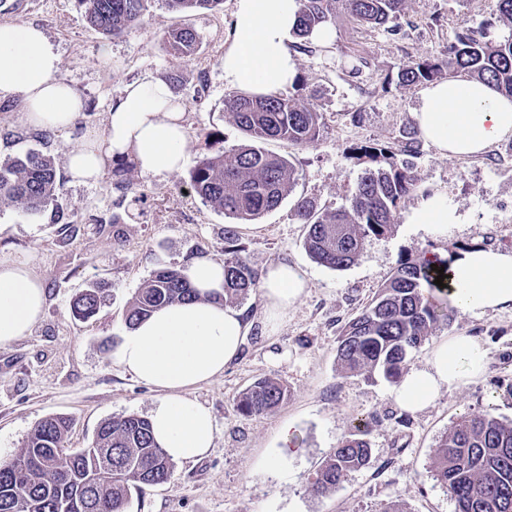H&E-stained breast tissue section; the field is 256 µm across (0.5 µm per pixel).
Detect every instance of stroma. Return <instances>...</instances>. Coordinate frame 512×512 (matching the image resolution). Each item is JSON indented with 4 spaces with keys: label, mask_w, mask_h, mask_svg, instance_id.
I'll list each match as a JSON object with an SVG mask.
<instances>
[{
    "label": "stroma",
    "mask_w": 512,
    "mask_h": 512,
    "mask_svg": "<svg viewBox=\"0 0 512 512\" xmlns=\"http://www.w3.org/2000/svg\"><path fill=\"white\" fill-rule=\"evenodd\" d=\"M0 9V23L34 24L57 46L59 79L86 101L65 133L33 131L22 122L23 103L0 101V162L33 149L50 155L61 182L58 205L73 215L57 224L52 211L29 216L0 199V260H23L47 288L41 320L31 334L0 347V459L10 460L40 420L65 414L73 424L68 451L89 447L99 424L128 414L148 416L158 397L116 363L114 352L128 329L126 311L137 290L158 268L182 266L197 255L224 258V228L230 218L190 190L192 166L206 155L231 153L246 135L228 121L224 97V48L234 22V0L221 10L168 11L163 0H147L142 24L119 37L93 28L79 0H13ZM487 0H405L400 17L377 27L345 15L332 24L328 51L297 52L302 101L322 116L319 141L299 150L280 140L265 151L286 157L295 182L281 205L239 235L243 258L255 271L285 261L298 267L309 288L277 325L269 326L258 292L239 300L251 328L240 357L223 376L198 387L193 396L210 408L217 433L202 460L175 464L169 480L132 493L128 512H384L398 502L404 512H455L447 489L433 477L436 445L460 415L492 410L512 422V307L485 314L457 313L437 324L409 355L421 366L443 337L468 334L486 351L484 377L441 390L435 403L411 413L393 399L394 384L343 374L336 361L341 327L355 317L390 277L399 260L424 252L452 253L472 244L512 251V137L484 153L451 159L422 143L414 159L419 191L399 203L390 231L367 238L354 264L333 270L305 250L306 229L294 216L298 200L322 209L348 206L367 166L351 155L363 143L400 144L415 130L422 85L399 83L400 69L439 55L462 26L490 22ZM187 25L199 38L191 54L172 51L163 36ZM110 61H103L102 51ZM164 78L179 97L205 86L201 106H188L187 166L166 177L144 176L131 163L105 172L87 186L70 181L69 148L88 130L102 127L110 102L143 70ZM144 201L123 227L122 238L97 220L131 207L123 184ZM448 193L461 217L447 231L407 223L421 189ZM132 208V207H131ZM109 284L98 312L74 316L72 303L97 281ZM261 379L288 391L279 406L246 417L236 409L239 395ZM296 426L295 454L287 470L260 472L253 462L264 453L285 420ZM370 424V464L329 492L317 495L310 483L339 440L358 421Z\"/></svg>",
    "instance_id": "1"
}]
</instances>
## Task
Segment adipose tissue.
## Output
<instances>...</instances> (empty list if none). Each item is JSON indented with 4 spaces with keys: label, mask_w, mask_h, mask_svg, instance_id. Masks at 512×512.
I'll return each instance as SVG.
<instances>
[{
    "label": "adipose tissue",
    "mask_w": 512,
    "mask_h": 512,
    "mask_svg": "<svg viewBox=\"0 0 512 512\" xmlns=\"http://www.w3.org/2000/svg\"><path fill=\"white\" fill-rule=\"evenodd\" d=\"M298 0H235V22L224 51V83L257 95L284 93L298 77ZM60 56L42 30L0 24V99L20 98L24 123L60 132L84 109L82 98L57 77ZM185 105L170 84L143 72L125 85L109 107L103 130L87 132L67 152L65 168L77 183L98 180L107 165L125 159L145 176H169L186 163L189 142ZM424 137L445 157L483 153L512 136V99L469 78L437 82L423 91L414 114ZM411 224L459 223L447 193L422 196ZM451 298L466 313L512 306V251L481 245L448 257ZM183 274L198 296L155 311L130 329L114 354L123 370L159 396L149 413L157 444L175 462L195 461L214 444L216 427L207 406L192 398L199 385L223 375L249 334L242 309L220 302L224 265L202 255ZM307 280L288 262L269 264L259 291L269 323H278L304 294ZM44 281L27 263L0 261V347L29 335L46 303ZM485 351L472 336L440 340L423 366L406 372L394 395L398 406L417 412L439 392L480 380Z\"/></svg>",
    "instance_id": "ef3b65f1"
}]
</instances>
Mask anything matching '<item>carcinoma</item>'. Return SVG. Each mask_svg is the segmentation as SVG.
<instances>
[{
	"instance_id": "1",
	"label": "carcinoma",
	"mask_w": 512,
	"mask_h": 512,
	"mask_svg": "<svg viewBox=\"0 0 512 512\" xmlns=\"http://www.w3.org/2000/svg\"><path fill=\"white\" fill-rule=\"evenodd\" d=\"M88 23L118 37L139 24L146 0H81ZM300 43L308 53L321 47L308 39L316 27L344 13L358 24L381 26L400 15L405 0H299ZM224 0H165L169 11L219 10ZM492 15L503 28L488 22L465 26L445 58L425 59L398 73L405 85L430 81L441 74L463 73L487 81L512 97V0H492ZM164 42L175 52L190 53L198 44L194 29L169 30ZM229 121L250 139L285 141L305 149L319 140L320 113L284 93L267 97L233 92L224 98ZM416 133L402 146L364 145L357 156L372 164L352 195L350 206L321 210L306 200L294 216L306 225L304 245L318 263L342 270L354 263L369 236L388 233L398 204L417 188L410 158L419 152ZM294 170L288 159L253 145L231 155L199 159L190 176L196 195L213 210L237 221L252 222L275 210L291 192ZM60 194L53 160L36 150L0 162V199L23 205L37 216L56 205ZM239 235L224 228V303L245 298L259 277L241 255ZM438 276L427 255L398 263L390 279L354 318L337 340V363L346 373H378L394 380L407 367L410 351L441 320H452L456 309L432 289ZM104 281L94 283L73 302L78 317L98 310ZM193 289L181 269L163 267L152 274L132 298L125 322L131 327L155 310L188 299ZM288 397L287 390L262 379L238 398L246 416L266 413ZM71 419L55 415L39 421L21 452L0 464V512H125L131 490H144L168 480L174 463L154 441L151 424L135 414L102 421L94 446L70 453L64 446ZM366 425L354 426L316 472L311 490L320 494L369 465L372 448ZM433 477L448 490L456 512H512V423L492 413L470 414L457 421L434 453Z\"/></svg>"
}]
</instances>
